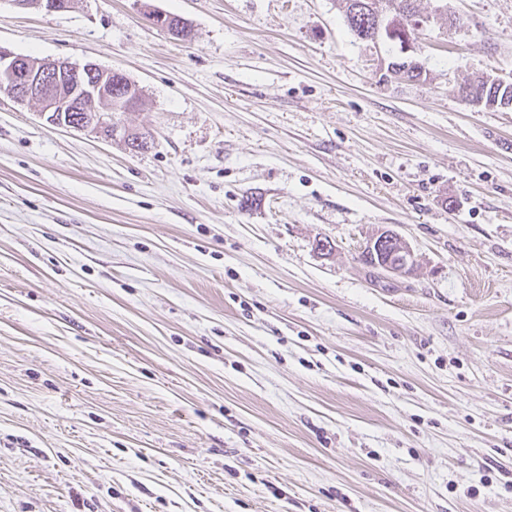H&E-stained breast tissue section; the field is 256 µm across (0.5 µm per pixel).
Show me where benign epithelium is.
<instances>
[{
  "mask_svg": "<svg viewBox=\"0 0 512 512\" xmlns=\"http://www.w3.org/2000/svg\"><path fill=\"white\" fill-rule=\"evenodd\" d=\"M21 8L63 11L71 0H12ZM116 70L94 63L82 66L60 60L25 59L0 48V94L18 102L34 101L54 125L111 137L121 127L112 121L116 112H131L140 106L135 84L112 83ZM363 252L384 272L402 275L414 260L408 242L399 234L384 230L369 239Z\"/></svg>",
  "mask_w": 512,
  "mask_h": 512,
  "instance_id": "7a95c632",
  "label": "benign epithelium"
}]
</instances>
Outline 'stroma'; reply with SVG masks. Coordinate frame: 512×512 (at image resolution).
<instances>
[{
  "label": "stroma",
  "instance_id": "1",
  "mask_svg": "<svg viewBox=\"0 0 512 512\" xmlns=\"http://www.w3.org/2000/svg\"><path fill=\"white\" fill-rule=\"evenodd\" d=\"M416 6L385 82L338 0H0L153 136L0 95V512H512V110L459 93L512 80V0ZM363 252L373 260L372 262L362 253L366 264L376 265L384 272L393 275H402L408 272L414 260L413 251L408 242L391 230L381 231L369 239Z\"/></svg>",
  "mask_w": 512,
  "mask_h": 512
}]
</instances>
